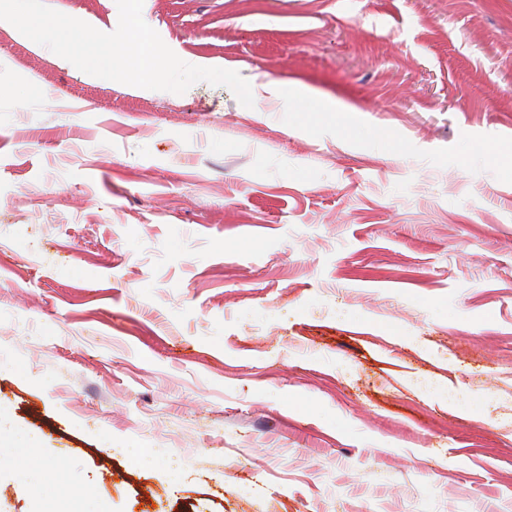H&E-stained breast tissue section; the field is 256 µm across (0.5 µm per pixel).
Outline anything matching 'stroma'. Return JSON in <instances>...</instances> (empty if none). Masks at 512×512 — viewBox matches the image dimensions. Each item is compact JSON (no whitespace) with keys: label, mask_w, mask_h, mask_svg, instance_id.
<instances>
[{"label":"stroma","mask_w":512,"mask_h":512,"mask_svg":"<svg viewBox=\"0 0 512 512\" xmlns=\"http://www.w3.org/2000/svg\"><path fill=\"white\" fill-rule=\"evenodd\" d=\"M142 17L308 98L142 90L0 21V512H512V0Z\"/></svg>","instance_id":"stroma-1"}]
</instances>
